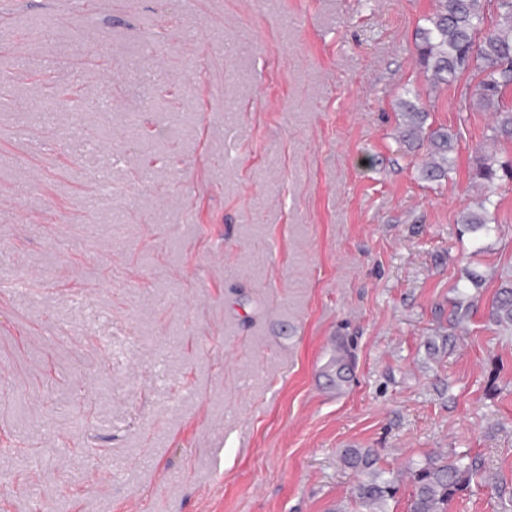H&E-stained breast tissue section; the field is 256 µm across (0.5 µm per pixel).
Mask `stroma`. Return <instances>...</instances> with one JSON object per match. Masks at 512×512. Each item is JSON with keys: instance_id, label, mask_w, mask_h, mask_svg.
I'll return each instance as SVG.
<instances>
[{"instance_id": "obj_1", "label": "stroma", "mask_w": 512, "mask_h": 512, "mask_svg": "<svg viewBox=\"0 0 512 512\" xmlns=\"http://www.w3.org/2000/svg\"><path fill=\"white\" fill-rule=\"evenodd\" d=\"M433 5L0 10V512H363L352 449L386 512L439 454L481 464L448 512H512V179L461 221L512 141L478 71L420 66ZM410 90L448 179L398 136ZM405 98L399 101V108L403 118V126L400 136L407 143L424 141L428 142V160L423 163L421 173L427 179H442L448 177L452 168V158L449 156L454 150V143L457 134L448 128L430 129L428 133L424 130L427 112L420 106L419 94L411 95L407 91ZM497 163L498 161L493 156L483 155L476 168L474 178L480 182L485 191L484 202L490 203V198L496 193L497 185L495 181L499 169ZM492 314L496 323L512 326V286L500 289ZM384 473L386 472L374 469L366 480L360 481L354 488V499L366 511L384 505L398 493L396 480L391 476L383 477Z\"/></svg>"}]
</instances>
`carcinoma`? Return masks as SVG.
<instances>
[{"label": "carcinoma", "mask_w": 512, "mask_h": 512, "mask_svg": "<svg viewBox=\"0 0 512 512\" xmlns=\"http://www.w3.org/2000/svg\"><path fill=\"white\" fill-rule=\"evenodd\" d=\"M491 13L496 14V23L480 38L478 34ZM416 40L421 66L431 72L434 82L446 83L468 69L483 74L477 95L492 110L491 138L512 139V106L503 102L512 88V0H435L425 25L417 29ZM399 108L403 118L402 140L428 142V160L423 163L422 175L428 179L447 177L457 134L442 127L424 130L427 113L420 106L417 93L401 99ZM497 172V160L490 155L482 156L474 178L483 187L486 202L496 193ZM493 316L496 323L512 326V287L500 289ZM354 463L370 470L368 478L355 486L354 499L367 512L375 506L376 512H384L381 505L398 493L396 480L374 468V459L367 454L356 455ZM477 472L474 459L464 463L440 457L422 464L410 463L407 474L413 491L407 512H448L449 502L470 486Z\"/></svg>", "instance_id": "cac0c4a2"}]
</instances>
